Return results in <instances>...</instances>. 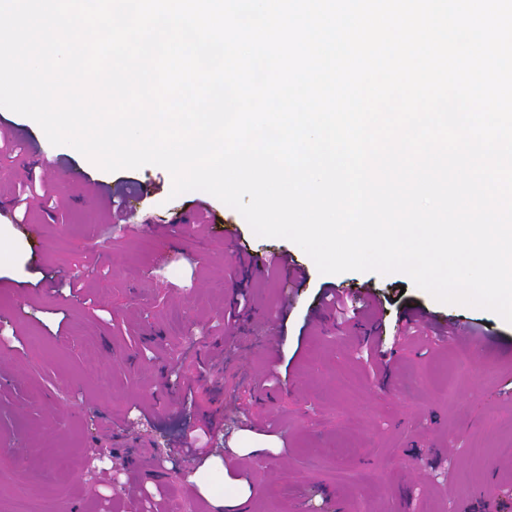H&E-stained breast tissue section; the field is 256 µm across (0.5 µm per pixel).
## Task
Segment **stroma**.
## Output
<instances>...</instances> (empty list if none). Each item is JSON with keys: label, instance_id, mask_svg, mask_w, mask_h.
Returning <instances> with one entry per match:
<instances>
[{"label": "stroma", "instance_id": "stroma-1", "mask_svg": "<svg viewBox=\"0 0 512 512\" xmlns=\"http://www.w3.org/2000/svg\"><path fill=\"white\" fill-rule=\"evenodd\" d=\"M0 134L19 145L0 154V512L29 488L40 491L34 512L85 500L94 512H232L240 497L244 512H467L481 499L512 512V324L439 303L401 272L319 273L214 197L211 234L194 233L175 219L198 194L171 197L165 169L104 171L4 108ZM87 179L141 189L135 228L107 235ZM34 180L56 187V218L37 204L26 219L14 211L17 186ZM237 252L288 254L307 280L263 279ZM64 273L88 301L60 285ZM329 288L373 316L341 320L319 300ZM242 293L253 309L227 324L224 299ZM414 304L467 337L404 339ZM376 344L388 363L373 359ZM158 397L165 412L150 409ZM209 420L204 458L173 454ZM97 455L102 469L89 473ZM313 455L322 470L309 469Z\"/></svg>", "mask_w": 512, "mask_h": 512}]
</instances>
